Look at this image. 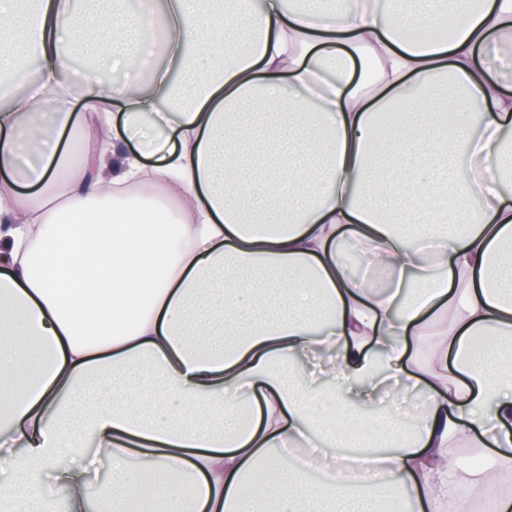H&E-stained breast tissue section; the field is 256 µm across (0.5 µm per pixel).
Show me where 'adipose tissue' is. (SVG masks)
<instances>
[{
    "label": "adipose tissue",
    "mask_w": 512,
    "mask_h": 512,
    "mask_svg": "<svg viewBox=\"0 0 512 512\" xmlns=\"http://www.w3.org/2000/svg\"><path fill=\"white\" fill-rule=\"evenodd\" d=\"M414 2L0 0V78L38 64L0 109L1 500L54 512L48 475L88 512L108 457L98 512H438L452 441L492 451L471 485L512 469V90L480 62L512 0ZM305 436L382 467L313 482L272 453ZM426 397L417 389L406 390L395 383L386 386L378 394V402L383 408L389 405H396L397 402H403L404 406L412 411H417L420 404L425 401Z\"/></svg>",
    "instance_id": "adipose-tissue-1"
}]
</instances>
